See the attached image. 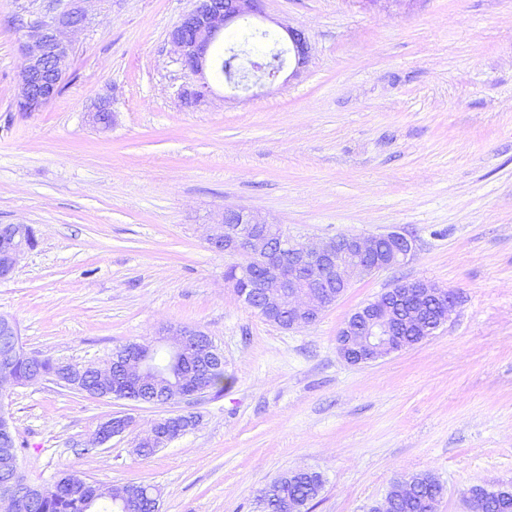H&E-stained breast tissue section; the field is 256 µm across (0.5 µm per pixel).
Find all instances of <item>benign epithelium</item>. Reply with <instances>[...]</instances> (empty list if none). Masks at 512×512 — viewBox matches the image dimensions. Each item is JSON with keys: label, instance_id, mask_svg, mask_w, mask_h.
I'll list each match as a JSON object with an SVG mask.
<instances>
[{"label": "benign epithelium", "instance_id": "benign-epithelium-1", "mask_svg": "<svg viewBox=\"0 0 512 512\" xmlns=\"http://www.w3.org/2000/svg\"><path fill=\"white\" fill-rule=\"evenodd\" d=\"M86 0H44L36 21L29 27L24 45L26 63L19 85L16 103L19 110L33 112L53 101L61 91L66 76V63L72 50L71 34L85 26L88 14ZM263 16L262 0H198L193 9L169 31L168 39L175 48L181 67L193 75L204 76L210 48L224 36V31L235 23ZM286 43L296 63H305L308 44L305 35L294 29H285ZM257 75L254 85L263 79L274 80L284 66L273 67L267 59L251 63ZM209 92V84L184 86L179 97L187 104H197ZM91 123L102 129L112 126L110 105L101 102L89 113ZM27 224L0 226V279L10 278L25 251L30 249ZM207 241L211 248L228 255L256 259L261 266L251 274L246 266L238 267L239 275L230 279L238 298L245 305L258 299L267 311L288 313V328H299L316 322L323 312L334 304L353 279L400 266L410 260L416 251L414 238L399 232L383 234H351L332 238L316 246L300 241L281 230L277 224H268L256 216L235 209H226L219 220L209 225ZM396 302L406 306L397 327L391 326V308L375 298L359 306L338 331L336 342L340 356L350 364H368L407 348L405 334L432 336L446 324L457 305L451 290L439 287L425 279L400 280L386 290ZM428 296L438 302L439 315L432 318L425 308L415 302L417 296ZM0 334L8 343L0 349V389L17 385L13 375L14 360L22 352L17 322L0 316ZM204 332L189 325H169L163 329L162 347L167 353L187 350L189 337ZM160 352L151 347L129 348L115 362L100 366L59 362L58 378L72 383V390L97 396L96 388L84 381L88 371L97 374L100 381L112 383V396L126 400L139 390L162 387ZM208 394V387L200 375H189L168 387L162 404L175 400L194 404ZM168 418L153 422L151 432L139 439L147 446L167 445L177 433L167 428ZM132 419L115 416L104 421L91 440L100 448L112 438L124 434ZM13 471L0 485V512H34L36 502L45 490L31 487L21 466L7 460ZM415 482L401 478L394 482L385 501L375 505L371 512H391L395 500L409 497ZM101 497L115 501L125 512H138L142 497L141 487L126 484L103 491Z\"/></svg>", "mask_w": 512, "mask_h": 512}]
</instances>
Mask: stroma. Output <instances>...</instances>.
I'll list each match as a JSON object with an SVG mask.
<instances>
[{
    "label": "stroma",
    "mask_w": 512,
    "mask_h": 512,
    "mask_svg": "<svg viewBox=\"0 0 512 512\" xmlns=\"http://www.w3.org/2000/svg\"><path fill=\"white\" fill-rule=\"evenodd\" d=\"M193 5L89 0L60 94L21 112L35 15L0 0V224L37 238L0 281V315L28 350L86 365L196 326L229 378L168 406L8 388L27 481L72 469L103 489L154 486L161 512H261L274 477L312 469L325 479L312 512H368L397 479L428 474L444 488L437 512H468L470 487L512 483V0H265L256 27L303 31L306 63L248 92L207 73L210 94L188 107L192 77L167 36ZM101 100L106 131L89 120ZM227 208L313 241L395 230L417 250L283 329L224 280L235 258L207 226ZM417 278L456 294L451 320L385 359L344 361L348 316ZM171 413L199 422L134 454ZM116 414L130 429L76 454Z\"/></svg>",
    "instance_id": "1"
}]
</instances>
